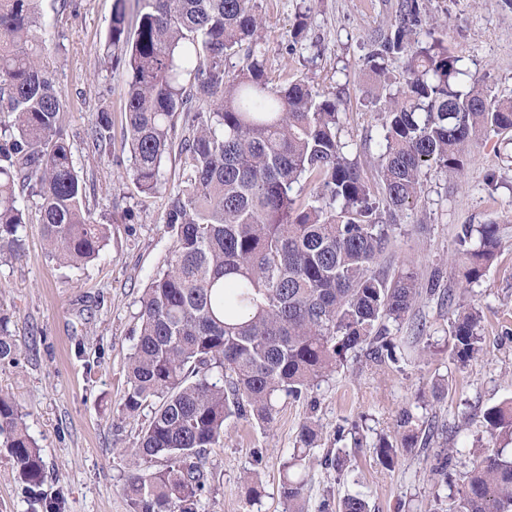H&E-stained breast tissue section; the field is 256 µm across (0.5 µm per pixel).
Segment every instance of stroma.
I'll return each mask as SVG.
<instances>
[{
	"instance_id": "1",
	"label": "stroma",
	"mask_w": 512,
	"mask_h": 512,
	"mask_svg": "<svg viewBox=\"0 0 512 512\" xmlns=\"http://www.w3.org/2000/svg\"><path fill=\"white\" fill-rule=\"evenodd\" d=\"M115 0H43L47 61L62 91L60 127L74 166L87 183L95 220L111 227L101 257L81 268L59 266L45 252L38 223L26 224L22 260L0 259V314L11 318L19 352L15 365H0V392L12 397L37 441L44 481L28 489L0 447V512H46L62 497L61 512H129L124 492L135 471L126 450L140 420L126 417V365L137 340L139 298L157 273L172 240L165 224L169 190L181 179L182 161L167 156L159 192L138 191L126 139L128 75L120 47L109 44ZM401 0H256L262 26L256 35L273 82L304 77L339 103V136L365 180L377 181L382 133L372 102L375 86L366 58L393 29ZM413 40L442 41L456 60L462 83H479L492 95H512V0H421ZM308 13L309 38L290 32L300 11ZM112 121L111 157L101 160L89 137L98 112ZM399 228L385 256L411 266L420 284L441 270V293H422L412 312L391 325L395 358L383 363L365 354L315 382L304 398L280 399L271 429L229 421L224 443L208 452L210 489L199 512H283L282 463L299 447L305 419L319 426L304 490L308 512L324 496L368 492L372 512H428L439 491L430 467L438 442L403 452L394 467L379 464L380 439L395 438L396 421L409 410L418 436L447 425L448 445L459 449L452 487L470 467L471 446L498 447L482 417L512 396V133L491 135L472 151L457 178L428 170L421 198L397 217ZM494 222L501 248L479 282L464 294L479 309L480 352L467 367L450 357L454 309L445 288H459L454 255L462 225ZM424 332H417V324ZM346 455L345 471L324 463ZM262 482L252 500L247 473Z\"/></svg>"
}]
</instances>
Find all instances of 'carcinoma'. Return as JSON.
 Listing matches in <instances>:
<instances>
[{"label":"carcinoma","instance_id":"1","mask_svg":"<svg viewBox=\"0 0 512 512\" xmlns=\"http://www.w3.org/2000/svg\"><path fill=\"white\" fill-rule=\"evenodd\" d=\"M135 25L115 0L111 43L125 50L127 138L133 180L157 192L162 160L184 159L182 185L167 196L172 247L139 299L138 332L127 364L123 410L150 417L128 452L145 465L130 474V512H198L209 490L207 449L224 440L232 418L265 429L276 401L299 400L318 378L361 350L376 363L394 358L387 323L403 320L422 291L417 273L380 264L400 211L420 198L425 170L456 176L474 143L512 131V97L455 81V59L435 42L412 41L419 0H402L395 30L376 41L369 76L387 87L382 61H405L403 86L377 97L382 120L377 162L381 196L344 153L336 98L302 78L269 79L254 36L255 0H138ZM40 0H0V256H25L23 227L42 226L48 255L62 264L100 256L108 225L86 206L59 126L62 92L43 62ZM233 58L242 60L234 72ZM188 134L174 142L176 119ZM111 118L99 112L92 139L108 153ZM310 198L293 194L302 180ZM38 197L35 209L24 190ZM457 235L458 276L479 281L501 246L498 224ZM479 311L451 322V359L466 366L479 352ZM0 364H18L0 316ZM413 415L399 419L403 450L418 436ZM483 429L512 438V399L488 408ZM319 429L306 419L302 447L283 464L284 512H306L307 450ZM0 443L30 488L43 482L41 449L21 422L14 400L0 394ZM398 449L387 439L376 455L391 468ZM471 467L451 498L435 496L428 512H512V456L470 451ZM448 483V449L431 469ZM319 512H370L361 492L324 498Z\"/></svg>","mask_w":512,"mask_h":512}]
</instances>
